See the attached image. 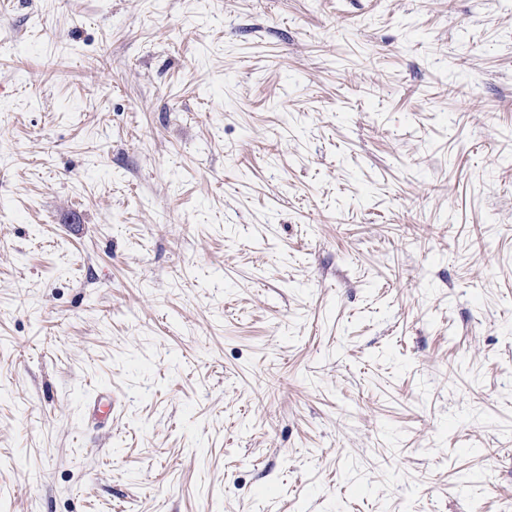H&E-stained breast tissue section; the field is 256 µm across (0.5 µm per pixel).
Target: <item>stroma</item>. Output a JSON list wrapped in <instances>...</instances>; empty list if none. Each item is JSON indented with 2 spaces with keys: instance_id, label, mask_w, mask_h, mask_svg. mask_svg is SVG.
<instances>
[{
  "instance_id": "stroma-1",
  "label": "stroma",
  "mask_w": 512,
  "mask_h": 512,
  "mask_svg": "<svg viewBox=\"0 0 512 512\" xmlns=\"http://www.w3.org/2000/svg\"><path fill=\"white\" fill-rule=\"evenodd\" d=\"M0 512H512V0H0Z\"/></svg>"
}]
</instances>
